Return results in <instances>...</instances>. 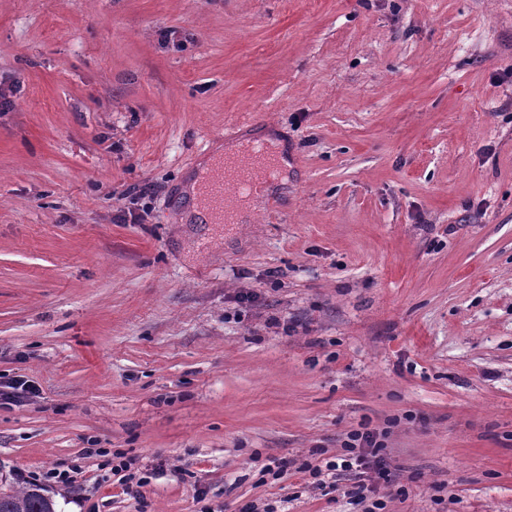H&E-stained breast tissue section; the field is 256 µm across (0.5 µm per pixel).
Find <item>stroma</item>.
Listing matches in <instances>:
<instances>
[{
	"label": "stroma",
	"mask_w": 512,
	"mask_h": 512,
	"mask_svg": "<svg viewBox=\"0 0 512 512\" xmlns=\"http://www.w3.org/2000/svg\"><path fill=\"white\" fill-rule=\"evenodd\" d=\"M0 92V378L37 388L0 407L9 486L74 464L90 505L58 512H357L298 465L370 430L386 512H512V0H0ZM244 122L294 168L191 223ZM113 458H115L116 464L114 461L112 462V475H120V480L123 485H125L126 494L137 495L139 493V488L143 487L146 483H148V473H144L138 470L133 471L135 469L132 467L136 464L135 460L132 458L125 457L124 453H116L113 454ZM140 473V474H138ZM142 475V476H141Z\"/></svg>",
	"instance_id": "1"
}]
</instances>
